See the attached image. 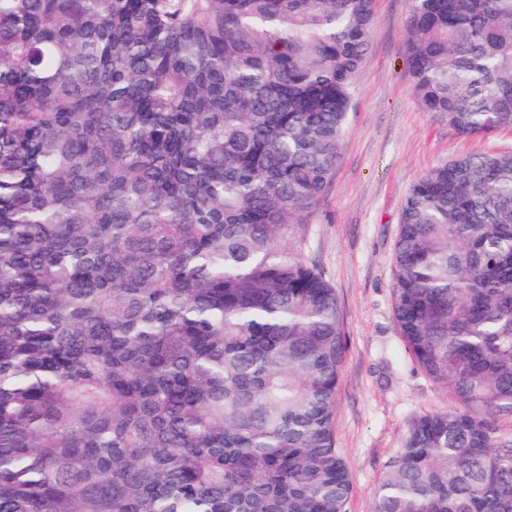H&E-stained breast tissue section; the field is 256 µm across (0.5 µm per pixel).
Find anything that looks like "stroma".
Listing matches in <instances>:
<instances>
[{"label": "stroma", "mask_w": 512, "mask_h": 512, "mask_svg": "<svg viewBox=\"0 0 512 512\" xmlns=\"http://www.w3.org/2000/svg\"><path fill=\"white\" fill-rule=\"evenodd\" d=\"M411 7L412 0H374L340 161L303 249L335 288L348 338L335 428L353 484L350 512H372L377 483L410 422L451 404L405 351L392 316L403 203L433 168L512 146L510 130L463 136L421 111L404 61Z\"/></svg>", "instance_id": "1"}]
</instances>
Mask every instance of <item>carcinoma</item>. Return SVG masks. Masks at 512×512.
I'll return each mask as SVG.
<instances>
[{"instance_id": "cac0c4a2", "label": "carcinoma", "mask_w": 512, "mask_h": 512, "mask_svg": "<svg viewBox=\"0 0 512 512\" xmlns=\"http://www.w3.org/2000/svg\"><path fill=\"white\" fill-rule=\"evenodd\" d=\"M373 0H0V512H349L302 255ZM434 120L512 130V0H413ZM392 312L453 401L373 512H512V147L421 176Z\"/></svg>"}]
</instances>
